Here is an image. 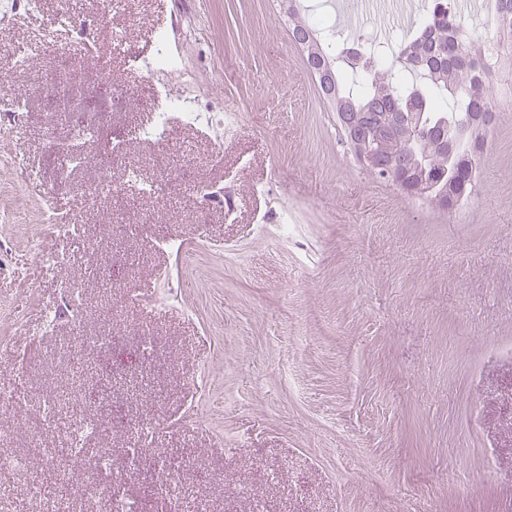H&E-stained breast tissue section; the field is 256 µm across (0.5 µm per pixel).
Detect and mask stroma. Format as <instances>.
<instances>
[{"instance_id": "stroma-1", "label": "stroma", "mask_w": 512, "mask_h": 512, "mask_svg": "<svg viewBox=\"0 0 512 512\" xmlns=\"http://www.w3.org/2000/svg\"><path fill=\"white\" fill-rule=\"evenodd\" d=\"M309 3L345 40L371 23L362 0ZM4 11L0 49L35 52L0 62V98L27 96L24 111L0 112V341L29 375L0 412L19 420L11 446L25 461L0 512H16L34 479L56 494L24 423L70 384L71 349L106 330L110 344L83 347L112 368L85 440L106 469L72 478L85 512H112L96 485L157 512L153 477L126 464L132 425L154 419L169 426L159 447L190 460L198 512H512V32H487L499 119L449 215L365 171L276 0H0ZM161 31L196 77L172 80L173 93L204 122L159 150L134 135L152 114L129 57L150 56ZM65 48L82 106L59 115L38 89ZM89 123L99 142L56 174L51 144ZM108 142L127 155L104 174ZM103 177L111 193L88 205ZM142 179L169 186L149 196ZM49 212L79 232L58 237ZM115 224L150 230L119 236ZM200 236L205 248L181 261L177 243ZM69 282L87 308L108 285L118 316L83 318L63 301ZM144 282L151 317L125 299Z\"/></svg>"}]
</instances>
